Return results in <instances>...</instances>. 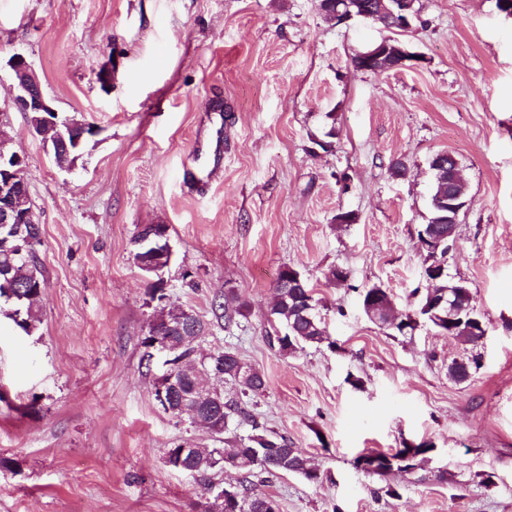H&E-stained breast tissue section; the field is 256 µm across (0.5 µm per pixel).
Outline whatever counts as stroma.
Returning <instances> with one entry per match:
<instances>
[{"mask_svg":"<svg viewBox=\"0 0 512 512\" xmlns=\"http://www.w3.org/2000/svg\"><path fill=\"white\" fill-rule=\"evenodd\" d=\"M415 6L397 38L423 63L374 73L351 58L387 30L328 22L320 0H0V133L25 157L47 283L35 335L0 320V512H197L200 486L163 456L207 436L164 413L143 359L156 304L132 239L146 224L169 227L166 304L209 320L200 352L265 375L249 410L319 475L264 483L280 512H512V17L496 0ZM16 53L60 117L98 129L71 168L12 106ZM440 152L468 185L447 263L486 324L476 348L423 321L394 333L360 304L378 285L404 310L424 287ZM286 267L330 337L288 356L265 318ZM228 291L246 316L214 317ZM406 441L433 446L413 473L354 464Z\"/></svg>","mask_w":512,"mask_h":512,"instance_id":"stroma-1","label":"stroma"}]
</instances>
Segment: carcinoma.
<instances>
[{
	"instance_id": "cac0c4a2",
	"label": "carcinoma",
	"mask_w": 512,
	"mask_h": 512,
	"mask_svg": "<svg viewBox=\"0 0 512 512\" xmlns=\"http://www.w3.org/2000/svg\"><path fill=\"white\" fill-rule=\"evenodd\" d=\"M431 171L433 191L430 205L432 217L435 218L439 214L436 203L440 197L448 196V171L441 172L434 167ZM24 229L32 244L30 250L23 254L18 253V241L0 239V317L10 320L17 330L30 336L42 322L40 308L36 302L29 300L20 306L6 298L4 292L6 283L29 296L38 292L37 285H46L37 258V246L41 244L40 225L26 224ZM422 251L423 277L430 288L426 289L418 308L396 311L386 289L373 285L361 293V306L370 320L384 325L391 316L403 323L413 322L415 316L420 315L439 330L448 328L447 321L440 318L444 311L433 308L434 299L440 298L444 290L448 289V250L441 249L435 253L424 247ZM295 275L300 277L297 285L290 287L285 282L276 286V298L267 314L268 323L277 336L276 340H270L268 344L282 355L293 354L305 345L321 344L328 336L324 321L314 309L316 302L311 296L312 287L300 276V272H295ZM212 311L215 315L224 311L244 316L247 305L231 291L224 295V301L213 303ZM482 324L481 317L474 314L455 325L451 334L459 342L476 348L482 344ZM149 330H157L169 339L174 364H190L196 372L192 379L179 380L176 398H181V393L188 392L195 382H201L205 377H212L218 372L223 374L224 380L236 385L245 398L258 397L264 393V374L248 365L239 369L241 359L234 352L215 347L205 355H198L199 331L194 321L188 319L183 311L167 306L160 308L150 320ZM202 422L207 425V433L213 440H224V447L203 448L194 441L191 453L184 455L180 472L200 483L207 494L205 501L198 503L200 512H233V505L228 499L211 493V475L223 471L225 467L244 474L243 480L233 487L238 497V512H265L266 503L272 499V496L258 490L250 481V476L257 471L269 476L296 474L309 481L318 479L309 458L300 449L288 447V437L261 428L241 403L224 398L222 392L207 402ZM243 424L251 426V433L246 436L236 432V428ZM256 449L265 450L267 454L258 456L254 453ZM431 449L430 443L421 442L416 445L406 444L393 454L371 451L369 455L379 461L373 475L385 477L395 470L410 472L424 461V456Z\"/></svg>"
}]
</instances>
